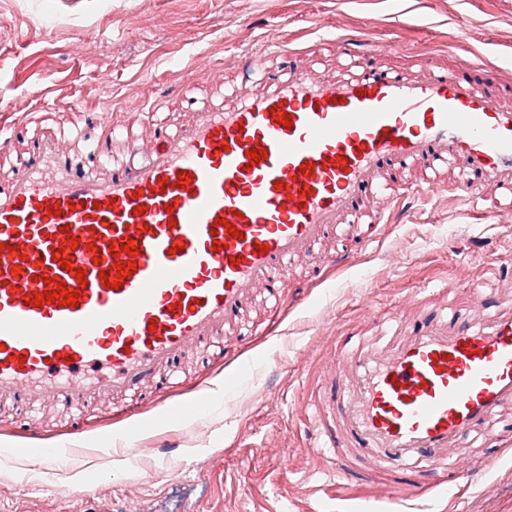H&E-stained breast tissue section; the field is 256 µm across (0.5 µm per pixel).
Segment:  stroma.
<instances>
[{"label":"stroma","instance_id":"obj_1","mask_svg":"<svg viewBox=\"0 0 512 512\" xmlns=\"http://www.w3.org/2000/svg\"><path fill=\"white\" fill-rule=\"evenodd\" d=\"M302 50L305 64L348 74L354 58L336 56V35L358 33L382 61L414 70L468 64L494 67L512 81V0H0V137L17 123L71 133L73 113L55 100L93 110L109 106L113 125L136 131L152 117L178 121L176 91L204 69L232 74L237 55L273 34ZM477 242L470 260L460 251ZM288 312L276 334L253 342L228 367L191 358L170 405L142 399L141 420L89 409L91 427L72 432L63 415L0 413V512H512V452L472 434L485 475L475 486L434 489L405 500L418 468L347 491L336 489V458L313 448L308 415L324 393L322 377L345 333L372 334L394 313L453 299L469 302L486 266L512 272V214L464 212L447 191L430 193L405 219L381 220L378 238ZM238 374L235 409L217 391ZM209 399L198 412L192 398ZM44 447L73 442L79 455L56 470L22 455L29 423ZM178 443L166 460L140 445Z\"/></svg>","mask_w":512,"mask_h":512}]
</instances>
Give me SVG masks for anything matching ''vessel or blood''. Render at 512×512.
Masks as SVG:
<instances>
[{"label":"vessel or blood","instance_id":"b4317fda","mask_svg":"<svg viewBox=\"0 0 512 512\" xmlns=\"http://www.w3.org/2000/svg\"><path fill=\"white\" fill-rule=\"evenodd\" d=\"M336 47L356 58L353 74L326 76L295 59L266 71L242 52L235 66L259 74L258 88H235L215 110L201 85L181 87L188 120L152 121L147 149L127 134L119 160L84 131L82 148L24 127L0 139V155L17 158L0 179V397L32 412L64 406L80 429L94 401L122 399L118 411L129 415L143 392L166 398L188 352L222 363L257 333L247 306L283 305L281 283L296 262H308L299 301L307 281L351 260L326 251L329 239L364 246L384 215L380 201L395 199L400 216L406 199L438 189L413 182L415 170L452 169L448 185L467 209L512 210L511 81L487 66L475 78L397 72L355 34L337 36ZM252 148L265 158L251 162ZM304 164L311 175H301ZM221 218L235 234L218 229ZM131 240L136 257L113 255L112 242ZM176 243L182 252H172ZM59 249L71 269L54 260ZM131 258L122 288H104L101 272L116 275ZM53 277L81 288L79 306L27 304ZM398 324L388 342L336 357L319 435L374 474L411 461L444 475L464 433L512 409V298L493 288L466 312L424 307Z\"/></svg>","mask_w":512,"mask_h":512}]
</instances>
